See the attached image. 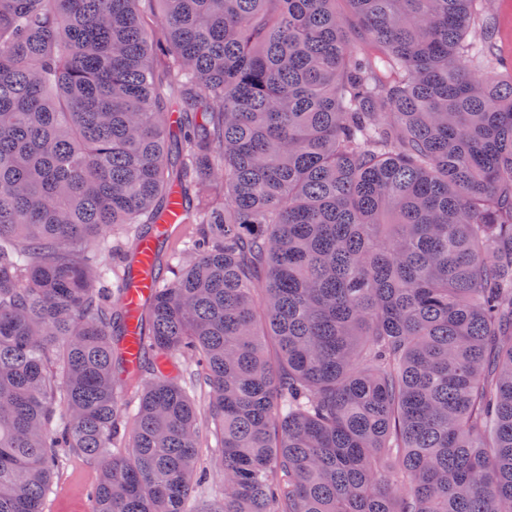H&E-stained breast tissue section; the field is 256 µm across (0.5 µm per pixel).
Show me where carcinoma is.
<instances>
[{
    "instance_id": "1",
    "label": "carcinoma",
    "mask_w": 512,
    "mask_h": 512,
    "mask_svg": "<svg viewBox=\"0 0 512 512\" xmlns=\"http://www.w3.org/2000/svg\"><path fill=\"white\" fill-rule=\"evenodd\" d=\"M140 2L0 0V512L59 448L102 460L92 512H188L181 353L221 427L196 512H512V73L473 72L475 0ZM194 192L146 380L103 288L136 256L85 248Z\"/></svg>"
}]
</instances>
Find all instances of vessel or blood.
Returning <instances> with one entry per match:
<instances>
[{
  "label": "vessel or blood",
  "instance_id": "obj_1",
  "mask_svg": "<svg viewBox=\"0 0 512 512\" xmlns=\"http://www.w3.org/2000/svg\"><path fill=\"white\" fill-rule=\"evenodd\" d=\"M181 219L180 206H173L168 223L156 225L153 236L138 239L134 245V251L138 257V273L120 299V304L127 315L126 350L130 360H137L142 352L137 317L141 305L150 296L155 286L152 273L156 261L157 241L159 238L172 235L179 227Z\"/></svg>",
  "mask_w": 512,
  "mask_h": 512
}]
</instances>
